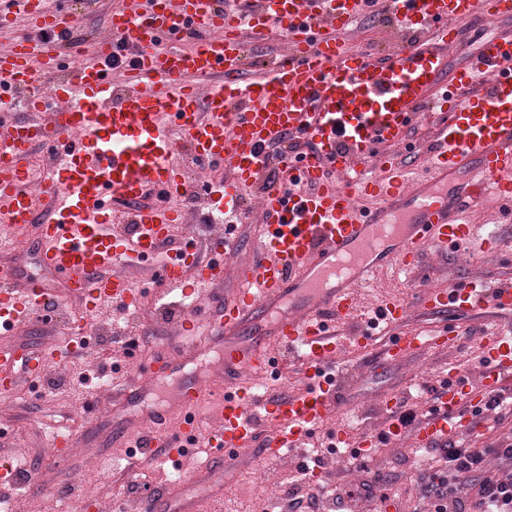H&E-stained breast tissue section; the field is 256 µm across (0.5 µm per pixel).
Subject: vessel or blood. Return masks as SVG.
<instances>
[{"mask_svg":"<svg viewBox=\"0 0 512 512\" xmlns=\"http://www.w3.org/2000/svg\"><path fill=\"white\" fill-rule=\"evenodd\" d=\"M369 0H141L113 8L109 32L92 46L72 40L76 18L59 22L44 0L18 7L51 42L14 40L0 47V100L22 105L0 115V224L33 230L41 276L0 259V335L48 320L56 312L51 277L61 278L88 311L102 302L134 304L124 268L154 262L157 285L180 291L179 346L158 355L145 378L112 394V441L128 442L133 422L146 425L145 448L174 460L209 419L210 472L226 468L230 451L263 425L274 434L261 450L278 461L326 422L346 393L337 374V324L349 323L360 291L380 270L421 269L428 249L440 253L495 248L473 220L488 199L512 210V30L483 38L456 71L449 57L467 47L477 25L512 17V0H388L395 47L382 56L346 50L341 31L366 16ZM279 25L288 58L244 75L245 44L262 46ZM137 54L114 84L108 62L117 44ZM440 113L434 146L422 168L406 166L394 148L412 151L410 129L422 108ZM313 143L305 155L284 153L283 188L258 201L262 244L238 266L244 283L220 301L208 322L193 302L224 279L238 254L239 201L261 176L267 153L286 134ZM232 176L208 182L205 196L224 216V230L200 249L194 236L165 251L177 202L193 182L177 162L180 149ZM45 153L40 181L45 215L29 189V157ZM419 306L436 316L512 311V281L488 286L468 272L447 287L423 288ZM407 300L384 296L368 328L353 335L368 349L367 371L382 373L410 351L443 347V335L399 333ZM86 327L45 346L28 361L40 378L86 349ZM297 354L304 389L285 396L255 393L247 375L275 373L270 347ZM477 381L445 377L431 411L405 431L404 401H377L390 438L411 433L428 444L457 435L485 396L512 392V336H480ZM13 346H0V392L14 388ZM208 362L204 377L180 383L170 400L181 412L142 407L146 385L165 382L186 364ZM74 436L51 434L57 461L69 463ZM198 499L167 493L143 500L139 512H199Z\"/></svg>","mask_w":512,"mask_h":512,"instance_id":"obj_1","label":"vessel or blood"}]
</instances>
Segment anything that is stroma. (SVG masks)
Wrapping results in <instances>:
<instances>
[{
  "mask_svg": "<svg viewBox=\"0 0 512 512\" xmlns=\"http://www.w3.org/2000/svg\"><path fill=\"white\" fill-rule=\"evenodd\" d=\"M355 51L372 55L386 53L394 43L389 26L380 21L360 19L344 37ZM481 232H495L497 250L492 254L474 252L444 256L427 250L424 268L428 277L424 284L431 288L447 287L449 279L474 272L489 282L512 278V222L502 214L496 200H488L475 217ZM417 278L406 277L387 269L380 273L370 290L361 292L358 310L352 324L368 323L379 300L386 295L410 299V316L404 329L422 335L442 331L444 319L424 313L413 299L420 284ZM178 293L164 288L151 290L143 304L124 309L112 302L104 303L94 314H87L78 300L60 297L54 321L18 327L10 336L0 335V344L15 345L19 355H26L40 344L64 339L72 324L86 323L95 343L86 355L70 359L61 366L49 368L46 384L35 387L27 376H20L18 385L0 395V465L12 467L17 478L5 483L8 500L22 503L24 512H134L141 499L167 492L172 480H181L186 493L202 498L204 512H283L287 501L288 478L298 466L319 463V482L327 488L341 489L358 483L366 471L393 474L400 489L396 498L397 512H427L417 474L427 471V464L413 466L407 456L416 443L402 438L379 447L367 462V470H359L354 461L326 450L328 432L311 437L312 445L321 447V460L299 453L288 462H270L257 455L254 447L239 449L230 460L220 490L193 485L195 474L209 464L210 450L204 437L210 422L200 425L193 448L179 462L158 460L132 464L128 447L90 440V408L101 413L112 411V392L140 376L151 358L175 348L180 343L172 322L162 320L163 305L180 302ZM464 338L459 345L427 348L409 353L386 378L378 379L359 373L351 382V392L344 407L334 410L328 418L331 430L338 429L351 441H359L367 429H378L380 419L375 412L378 396L383 393L404 395L409 406L427 410L432 396L427 388L440 385L449 371L473 377L480 369L479 336L483 329L495 326L512 332V314L492 310L458 320ZM146 339L138 365H130L121 349H113L118 365L111 375L110 389H101L97 378L105 368L104 347H112L113 339L128 337ZM87 376V387H78V376ZM64 426L75 436L76 447L68 467H61L48 451L49 436ZM139 485L137 493L124 494L121 485Z\"/></svg>",
  "mask_w": 512,
  "mask_h": 512,
  "instance_id": "stroma-1",
  "label": "stroma"
}]
</instances>
